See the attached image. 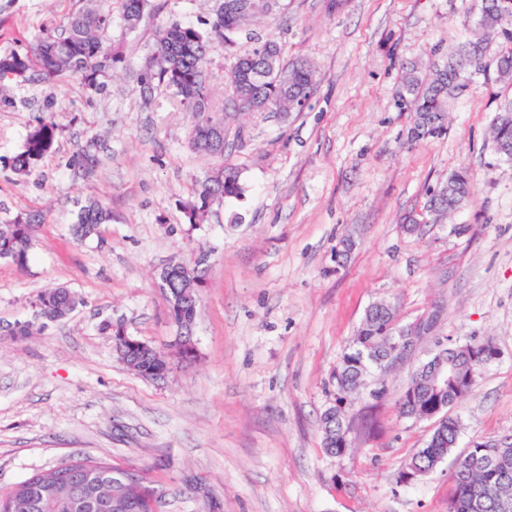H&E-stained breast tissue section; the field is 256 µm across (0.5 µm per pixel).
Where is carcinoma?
Returning <instances> with one entry per match:
<instances>
[{
    "instance_id": "carcinoma-1",
    "label": "carcinoma",
    "mask_w": 512,
    "mask_h": 512,
    "mask_svg": "<svg viewBox=\"0 0 512 512\" xmlns=\"http://www.w3.org/2000/svg\"><path fill=\"white\" fill-rule=\"evenodd\" d=\"M150 0H119L120 19L128 31L136 30L148 14ZM275 14L265 0H224V11L216 12L209 28L193 24L172 23L162 26L149 55L137 74L144 104L153 100L155 90H171L179 99L183 111L197 117L189 138L190 148L199 154L221 161L203 178L195 181L192 197L185 206L191 224L205 223L215 203L226 198L240 199L245 187L240 168L222 164L224 147L232 148L243 139V128L232 127L231 116L240 112L301 111L310 102L316 82L312 65L304 60L286 61L278 42L254 40L253 45L238 51V36L254 20ZM112 10L98 0H88V6L75 13L62 34L49 31L42 35L24 54L11 53L0 57V83L10 81L25 84L32 73L50 81L64 75H74L92 90L103 85L105 78L121 59L112 49L110 29ZM497 46L496 66L501 79L512 80V0H481L480 18L472 36L459 43L451 52L432 62L428 72L420 71L417 63L405 66L402 89L396 107L413 113L411 137L415 140L443 129L439 117L446 116L448 100L465 92L474 70L482 67L491 45ZM224 49L228 62L227 78L230 93L224 107L215 108L208 92V65L213 53ZM58 125L42 117L29 131L22 151L13 161L16 174L28 176L34 163L52 147ZM491 148L501 159L512 161V97L504 100L491 124ZM471 183L467 171H456L448 181L432 189L427 208L436 218L451 216L470 197ZM112 221V211L93 201L81 208L73 235L86 238L99 227ZM34 216H17L0 224V260H8L19 268L27 265L31 240L29 226ZM208 268V253L202 251L188 266L173 263L167 291L175 297L186 280L201 278ZM79 300L67 287H58L40 294L34 302L35 318L44 322L65 319L61 310L78 306ZM197 309L190 305L169 308L176 327L194 324ZM399 328L396 309L369 307L357 328L348 351L334 371L338 397L357 391L362 380L372 373L384 374L394 356L390 334ZM495 346L472 339L464 344L448 345V356L457 360L464 373L476 369L483 357ZM125 364L140 375L147 376L164 363L158 351L144 353L126 350ZM412 386L405 389L398 403L402 418L422 421L429 405L436 399L451 409L469 395L472 385L462 388L448 386V392L438 396L426 385L423 377L411 378ZM460 421L446 416L434 429L426 447L418 449L407 467L429 470L438 467L456 448ZM95 471L83 477L81 491L70 499L48 501L43 490L29 487L26 492L9 490L0 494V512H101L100 502H109V512H152L149 498L156 491L143 475L126 481L116 474L117 468L96 462ZM454 492L448 512H512V442L496 444L493 452L476 443L456 459Z\"/></svg>"
}]
</instances>
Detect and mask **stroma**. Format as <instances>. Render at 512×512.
I'll return each mask as SVG.
<instances>
[{
	"mask_svg": "<svg viewBox=\"0 0 512 512\" xmlns=\"http://www.w3.org/2000/svg\"><path fill=\"white\" fill-rule=\"evenodd\" d=\"M86 0H0V56L62 33ZM135 31L113 20L126 66L101 91L75 77L6 84L0 96V223L41 214L26 268L0 260V491L35 472L88 457L141 472L164 512H448L456 457L474 443L512 439V163L489 128L512 86L486 59L448 103L443 129L410 138L395 105L404 63L428 62L469 34L478 0H282L252 24L286 60L305 57L317 89L303 111L244 112L243 199L214 204L204 224L181 205L214 161L188 144L193 124L170 91L144 109L133 69L162 23L211 22L218 0H151ZM53 116L52 149L21 177L11 169L34 116ZM93 145L85 176L77 156ZM467 169L472 196L434 222L428 192ZM102 201L111 223L75 240L81 205ZM355 249L337 259L344 238ZM210 254L193 362L164 380L131 370L104 323L167 351L177 334L158 274ZM58 286L81 306L23 339L2 327L31 319ZM390 302L407 325L440 306L435 337L387 373L379 403L345 405L350 448L327 454L320 416L336 402L332 375L365 310ZM491 340L497 359L452 413L458 446L431 475L407 483L408 460L434 421L399 417L395 403L436 338Z\"/></svg>",
	"mask_w": 512,
	"mask_h": 512,
	"instance_id": "1",
	"label": "stroma"
}]
</instances>
